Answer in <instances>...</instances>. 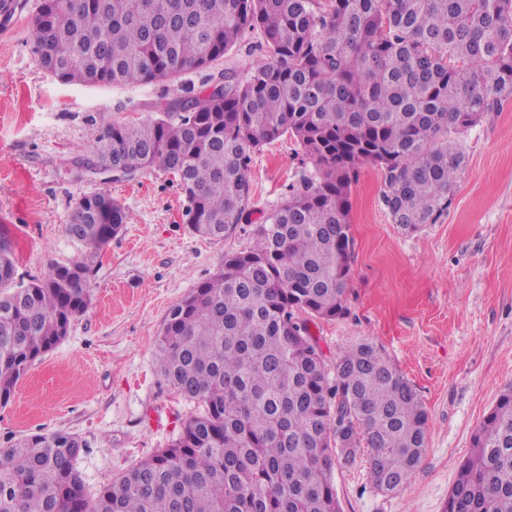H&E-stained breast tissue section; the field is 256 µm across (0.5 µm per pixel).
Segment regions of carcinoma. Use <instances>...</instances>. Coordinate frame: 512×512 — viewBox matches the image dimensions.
<instances>
[{"instance_id":"obj_1","label":"carcinoma","mask_w":512,"mask_h":512,"mask_svg":"<svg viewBox=\"0 0 512 512\" xmlns=\"http://www.w3.org/2000/svg\"><path fill=\"white\" fill-rule=\"evenodd\" d=\"M43 0L41 66L62 82H172L222 58L248 28L266 61L242 81L139 123L101 119L81 166L177 177L191 230L221 241L245 220L252 155L284 135L315 166L290 186L253 245L169 312L160 375L201 402L167 448L85 493L76 435L33 434L0 448V512H339L333 472L370 449L374 488L399 490L426 450L419 394L363 339L326 368L311 318L345 315L351 187L383 173L392 223L413 232L448 208L464 138L512 99V0ZM106 191L76 202L66 234L97 250L125 224ZM82 261L15 281L0 237V404L90 303ZM445 512H512V388L474 431Z\"/></svg>"}]
</instances>
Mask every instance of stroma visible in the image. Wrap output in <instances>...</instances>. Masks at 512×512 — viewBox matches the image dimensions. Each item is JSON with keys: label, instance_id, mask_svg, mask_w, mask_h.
Listing matches in <instances>:
<instances>
[{"label": "stroma", "instance_id": "stroma-1", "mask_svg": "<svg viewBox=\"0 0 512 512\" xmlns=\"http://www.w3.org/2000/svg\"><path fill=\"white\" fill-rule=\"evenodd\" d=\"M41 4L23 0L18 16L0 24V236L13 244L17 280L84 255L64 231L82 195L110 191L127 218L89 264L86 312L0 407V448L24 435H78L85 449L76 467L93 498L202 413L162 383L157 336L170 309L217 272L225 253L249 249L289 184L314 168L292 139L265 144L250 164L248 221L221 241L189 229L173 175L105 181L84 172L79 163L101 117H156L183 87L202 91L206 74L189 72L179 83H61L35 53ZM264 59L262 32L250 28L214 68L246 78ZM465 150L447 209L412 233L392 224L378 167L362 166L352 186L348 311L311 322L310 331L330 366L360 340L382 344L429 421L426 452L397 491L372 487L367 452L337 465L340 512H444L474 431L512 387V102L468 132Z\"/></svg>", "mask_w": 512, "mask_h": 512}]
</instances>
